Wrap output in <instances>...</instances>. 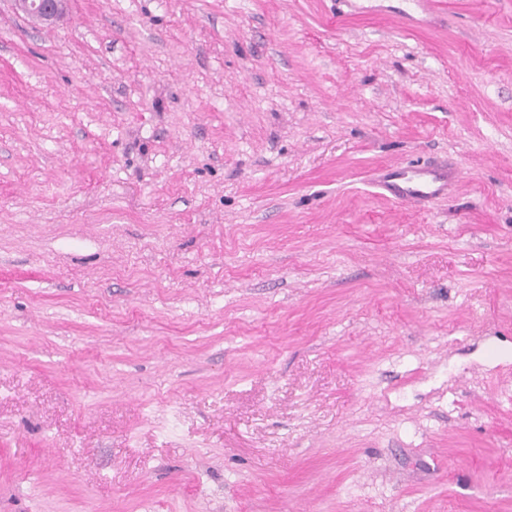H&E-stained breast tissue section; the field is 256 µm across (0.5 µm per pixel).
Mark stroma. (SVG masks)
I'll return each instance as SVG.
<instances>
[{
	"mask_svg": "<svg viewBox=\"0 0 512 512\" xmlns=\"http://www.w3.org/2000/svg\"><path fill=\"white\" fill-rule=\"evenodd\" d=\"M407 3L0 0V512H512V0ZM69 0H13L16 9L44 24H54L66 14ZM454 177L446 170H395L388 174L384 187L399 199L416 202L443 191Z\"/></svg>",
	"mask_w": 512,
	"mask_h": 512,
	"instance_id": "35a3bbf8",
	"label": "stroma"
}]
</instances>
